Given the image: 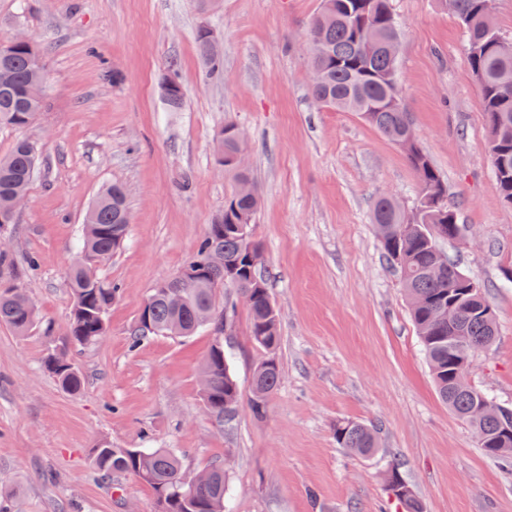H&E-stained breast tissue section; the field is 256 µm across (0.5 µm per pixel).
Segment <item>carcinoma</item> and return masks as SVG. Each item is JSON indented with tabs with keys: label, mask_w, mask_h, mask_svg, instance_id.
<instances>
[{
	"label": "carcinoma",
	"mask_w": 512,
	"mask_h": 512,
	"mask_svg": "<svg viewBox=\"0 0 512 512\" xmlns=\"http://www.w3.org/2000/svg\"><path fill=\"white\" fill-rule=\"evenodd\" d=\"M483 0H442L467 35V59L481 82L483 109L490 134V151L496 183L502 198L512 202V42L485 27ZM385 39H398L400 25L389 0H322L308 33L309 65L319 72L310 86V97L338 112H356L389 140L399 145L418 183V202L407 214L387 196L373 206V223L384 254L399 269L411 320L417 330L441 400L476 433L478 446L491 457L512 459V433H505L512 408L499 405L492 412L476 415L474 406L485 393L466 378L469 358L490 347L497 337L494 315L478 311L488 306L482 289L469 291L463 272L448 261L439 241L452 239L457 215L448 207V185L418 146L414 129L401 105L397 83V56L376 46L371 32ZM197 46L206 72L224 68V57L198 31ZM37 45L15 44L8 57L0 56V125L25 128L34 123L42 104L44 67ZM163 99L170 112L181 110L184 92L180 84L163 86ZM224 171L235 186L224 198V215L209 226L188 264H200L214 249L224 251V267L208 269L195 281H173L139 313L131 331L133 346L153 336L187 337L201 327H211L224 318L216 306V287L224 283L239 287L250 316V335L266 356L256 365L251 379L256 414L280 380L275 357L279 336L277 310L266 279L261 274V247L245 238L239 224H251L258 209V195L238 193L249 170L234 163L244 144L235 138L232 123L224 124ZM38 164L37 145L17 141L11 153L0 159V198L28 191ZM129 213L125 189L114 182L104 186L84 215L81 253L69 273L73 296L70 326L61 347L48 353L44 368L63 390L76 394L84 385L81 371L67 350L99 342L107 333V313L118 286L96 272L98 264L112 256L127 237L122 225ZM453 305L457 322L448 323L444 311ZM38 313L30 298L15 285L0 290V325L18 336L29 335L37 326ZM200 376L207 378L204 407L219 426L231 419L227 409L238 406L240 389L224 345L212 344L202 363ZM336 443L356 454L368 456L379 445L378 429L362 422L343 420L334 426ZM92 465L103 479L114 473L131 474L153 491L160 512H211V504L224 499V466L208 469L207 478L190 493L180 486L182 471L178 454L166 448H116L102 443L93 449ZM388 492L405 512H422V505L404 480L398 466L388 470Z\"/></svg>",
	"instance_id": "1"
}]
</instances>
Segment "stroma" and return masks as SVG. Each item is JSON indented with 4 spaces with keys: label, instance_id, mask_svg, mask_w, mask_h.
Here are the masks:
<instances>
[{
    "label": "stroma",
    "instance_id": "35a3bbf8",
    "mask_svg": "<svg viewBox=\"0 0 512 512\" xmlns=\"http://www.w3.org/2000/svg\"><path fill=\"white\" fill-rule=\"evenodd\" d=\"M321 0H0V40L23 34L44 64L43 108L24 129L0 127V158L21 138L39 166L13 223L0 224L9 260L0 283L26 288L40 317L27 337L0 325V484L26 512H158L129 474L105 482L94 448H172L191 477L220 464L230 512H403L384 482L391 465L423 512H512V463L486 456L439 399L398 273L372 221L376 197L416 205L403 151L354 112L309 100L306 35ZM401 25L398 83L418 142L448 183L463 228L441 250L482 288L498 336L469 365L470 381L512 406V204L498 193L480 83L463 27L440 0H390ZM211 27L224 68L207 74L196 43ZM181 84L168 111L161 78ZM249 144L245 163L261 205L254 233L279 317L277 391L250 409L264 358L236 291L224 335L241 389L217 426L198 371L213 333L157 336L131 349L143 302L177 274L224 211L229 182L214 161L225 122ZM121 183L132 224L98 273L119 287L99 343L74 352L80 393L42 367L66 335L68 272L84 215L99 190ZM381 429L362 457L333 426Z\"/></svg>",
    "mask_w": 512,
    "mask_h": 512
}]
</instances>
